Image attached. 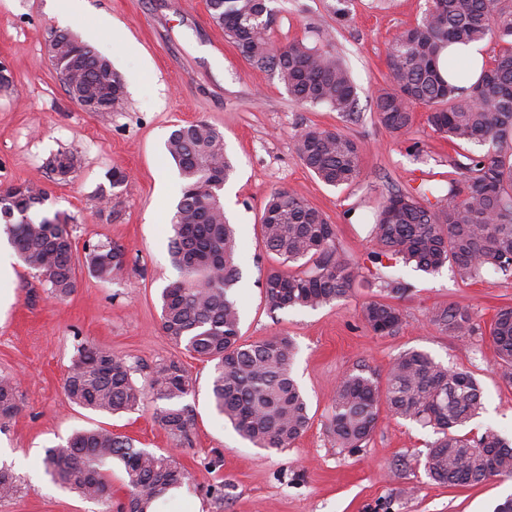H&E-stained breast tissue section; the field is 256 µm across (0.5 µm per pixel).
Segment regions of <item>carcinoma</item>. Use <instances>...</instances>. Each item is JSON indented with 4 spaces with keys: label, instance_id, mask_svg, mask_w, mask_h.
Instances as JSON below:
<instances>
[{
    "label": "carcinoma",
    "instance_id": "1",
    "mask_svg": "<svg viewBox=\"0 0 512 512\" xmlns=\"http://www.w3.org/2000/svg\"><path fill=\"white\" fill-rule=\"evenodd\" d=\"M271 0H206L211 20L224 28L244 60L270 71L293 101L326 106L341 116L353 114L356 87L343 63L321 45L294 40L273 48L276 14ZM416 26L389 43L384 85L375 96L379 123L401 133L413 121L412 108L429 110L428 122L453 145L481 147L457 166L448 193L426 206L411 195L386 198L371 228L373 265L400 259L424 272L450 263L463 280L479 278L491 268L512 277V7L503 0H429ZM60 55L53 65L64 85L74 81L90 93L95 112H114L124 101V85L108 59L88 41L56 34ZM499 47L481 78L468 89L448 80L458 69L446 59L448 44L484 42ZM167 151L183 180L172 218V253L185 280L164 289L161 329L191 356L213 363L211 395L216 410L256 448L281 451L308 429L307 401L293 376L295 344L288 336L245 343L240 336V310L231 290L239 281L234 230L224 215L219 191L233 173L224 152V136L204 121L177 126ZM304 166L329 186L349 185L361 176L362 145L342 132L306 128L295 137ZM48 201L33 182L0 191V222L16 251L48 286L64 299L77 288L76 268L84 265L98 278H110L125 266L116 245L91 241L77 254L68 230L70 217L56 211L34 221L31 212ZM266 250L285 262L301 263L290 272L272 267L261 286L270 310L318 308L346 297L357 277L358 263L336 244V225L296 192L277 190L260 220ZM369 286L385 297L402 296L408 286L375 277ZM362 317L377 335L398 332L401 311L376 299ZM429 322L452 336H472L476 324L462 307H436ZM500 377L512 383V306L500 307L489 328ZM71 403L95 412L117 414L144 407L148 398L167 402L156 413L160 426L174 439L187 438L194 418L181 401L194 385L175 361L155 368L143 384L133 367L111 351L83 344L66 376ZM395 416L432 429L437 438L424 466L434 480L478 485L498 477L512 480V440L488 430L478 438L458 433L482 409L474 376L450 368L428 353L411 349L390 365L385 386L373 376L349 373L332 396L330 431L341 448L363 447L375 431L380 407ZM17 386L0 378V420L19 412ZM123 464L128 491L127 512H142L186 483L173 456L138 448L128 437L104 428L73 434L67 445L46 450L52 480L83 498L106 503L112 498V470ZM16 476L0 466V498L18 492Z\"/></svg>",
    "mask_w": 512,
    "mask_h": 512
}]
</instances>
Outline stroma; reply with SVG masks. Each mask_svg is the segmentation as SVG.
<instances>
[{
  "label": "stroma",
  "mask_w": 512,
  "mask_h": 512,
  "mask_svg": "<svg viewBox=\"0 0 512 512\" xmlns=\"http://www.w3.org/2000/svg\"><path fill=\"white\" fill-rule=\"evenodd\" d=\"M272 6L277 43L331 36V52L357 87L353 118L296 104L270 72L239 56L210 19L206 0H83L73 9L64 0H0V62L14 77L12 88H0V190L37 182L49 195V211L70 216L76 247L110 243L128 258L108 279L78 267L77 288L62 300L51 298L21 260L0 276V378H15L20 398L19 413L0 427V455L21 460L13 468L20 488L0 499V512H103V504L54 483L44 463L46 449L95 426L139 448L174 449L191 488L160 501L156 512H493L512 496V482L497 478L471 487L433 481L423 467L432 431L388 411L355 452L338 447L329 430L338 378L362 371L384 381L395 357L418 349L479 380L484 409L464 433L492 429L512 439V384L499 375L488 332L496 310L512 304V278L490 271L464 281L448 266L427 274L395 260L378 269L367 259L384 199L427 188L445 195L455 163L472 151L440 138L424 106L414 107L413 124L401 134L376 118L373 97L386 72L387 45L417 24L426 0H273ZM96 16L123 27L125 39L93 30ZM58 32L90 39L111 62L125 86L122 109L88 112L70 99L49 52ZM199 120L223 134L235 167L221 197L238 239L241 279L233 293L241 334L249 342L288 336L297 347L293 370L311 423L282 452L254 447L224 421L212 402V364L161 329L160 294L182 278L169 251L182 179L166 142L176 126ZM313 127L361 142L355 183L330 187L305 168L294 136ZM60 151L75 161L66 182L46 167ZM115 166L129 178L106 207L101 192L110 188L106 173ZM277 190L303 195L335 224L339 247L360 265L348 297L316 309L268 310L261 281L280 260L261 243L260 218ZM378 274L410 286L396 301L403 322L391 336L375 335L361 315L375 296L367 283ZM449 305L470 309L479 332L462 338L431 325L430 311ZM83 343L137 365L139 382L160 364L181 363L194 381L186 399L194 416L189 438L174 440L159 426L161 404L153 399L141 411L114 416L71 404L64 381ZM219 484L220 500L211 493Z\"/></svg>",
  "instance_id": "1"
}]
</instances>
